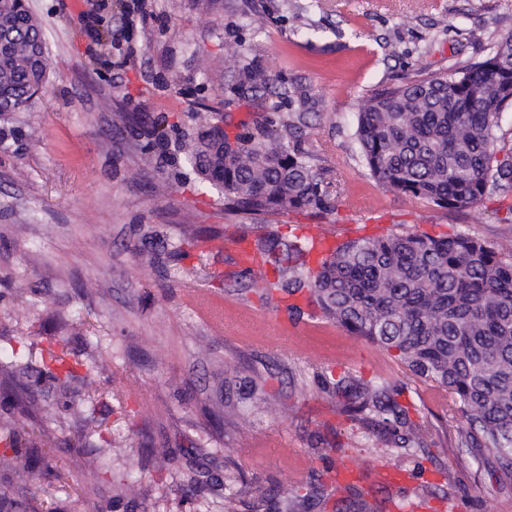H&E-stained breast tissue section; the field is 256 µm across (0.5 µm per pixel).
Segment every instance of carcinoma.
<instances>
[{"mask_svg": "<svg viewBox=\"0 0 512 512\" xmlns=\"http://www.w3.org/2000/svg\"><path fill=\"white\" fill-rule=\"evenodd\" d=\"M50 75L41 24L25 0H0V120L25 110ZM237 83L265 89L269 79L254 64L241 66ZM512 109V34L486 54L442 77L416 79L373 92L360 105L354 138L375 182L400 196L463 211L482 205L493 192L512 191V146L496 136ZM190 138L180 142L184 165L178 182L194 175L199 185L217 190L224 213L321 216L334 210L329 183L313 156L301 147L309 113L241 124L230 135L210 112H190ZM172 131L179 132L178 126ZM170 131V132H172ZM170 132L159 123L138 127L141 161L167 159ZM193 231L171 245L178 261L203 253L216 239ZM257 248L275 271L264 279L263 295L305 292L321 317L394 353L416 378L443 388L451 410L462 419L461 443L498 464L501 484L512 486V253L463 234L358 237L327 249L314 238L260 236ZM68 338L41 352L12 351L0 406L29 419L0 428L4 461L22 465L37 483L29 496L0 482V512H39V497L64 475L45 463L43 448L54 440L38 420L41 383L66 384L80 376L71 362ZM322 389L344 399L341 412L354 426L380 428L408 447L400 433L409 426L400 392L365 386L352 392L346 379L322 377ZM83 431L88 417L72 401L57 404ZM92 476L107 465L102 449L89 452ZM336 512H383L384 501L371 488L345 487Z\"/></svg>", "mask_w": 512, "mask_h": 512, "instance_id": "carcinoma-1", "label": "carcinoma"}]
</instances>
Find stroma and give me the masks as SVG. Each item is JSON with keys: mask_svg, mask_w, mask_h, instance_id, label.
<instances>
[{"mask_svg": "<svg viewBox=\"0 0 512 512\" xmlns=\"http://www.w3.org/2000/svg\"><path fill=\"white\" fill-rule=\"evenodd\" d=\"M51 67L29 111L12 114L0 138V362L24 344L68 336L85 378L46 387L43 424L57 444L49 465L66 490L45 512H74L122 496L118 512H180L174 483L209 473L195 512H222L223 495L256 483L266 512L331 486L337 467L381 489L391 512H512V488L494 465L461 445L444 392L411 376L381 347L326 319L297 327L286 308L260 299L258 282L230 279L234 241L255 234L256 217L228 216L214 190L175 182L143 165L115 113L166 117L190 130L188 113L210 108L224 128L275 112L312 113L302 146L332 183V213L317 217L345 239L388 233H467L512 253L505 223L512 194L451 211L379 187L353 133L362 99L375 90L444 76L474 56L470 34L512 33V0H29ZM254 62L278 92L233 85ZM219 234L222 251L198 264L150 266L144 255L185 230ZM387 384L401 391L423 448H400L352 427L320 376ZM99 390L103 399L87 402ZM81 398L88 442L108 471L91 480L71 451L78 433L56 419L61 394ZM338 443L329 459L320 449ZM170 451L166 471L155 452ZM396 469L405 482L385 485ZM435 496L421 503L422 486Z\"/></svg>", "mask_w": 512, "mask_h": 512, "instance_id": "stroma-1", "label": "stroma"}]
</instances>
